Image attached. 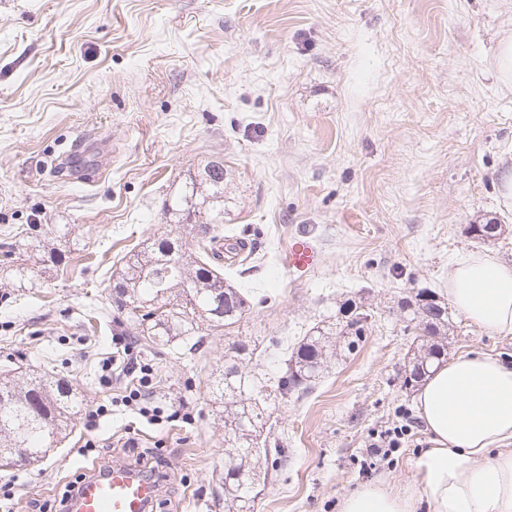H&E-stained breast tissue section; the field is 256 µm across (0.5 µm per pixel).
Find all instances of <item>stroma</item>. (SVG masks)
<instances>
[{
	"label": "stroma",
	"instance_id": "1",
	"mask_svg": "<svg viewBox=\"0 0 512 512\" xmlns=\"http://www.w3.org/2000/svg\"><path fill=\"white\" fill-rule=\"evenodd\" d=\"M506 38L512 0H0V372L53 368L107 409L92 427L75 415L40 461L0 466L14 493L0 507L58 512L69 484L118 460L161 481L155 512H224L210 387L225 357L252 344L242 370L277 376L349 299L367 336L308 396L270 400L283 460L256 462L253 512H336L369 480L405 485L421 424L361 467L371 436L414 410L403 377L419 340L397 302L447 297L459 259L512 262ZM76 146L80 169L55 171ZM211 160L229 168L224 232L254 248L237 278L251 309L194 353L152 349L113 307L112 274L131 248L182 234L162 202ZM491 221L493 240L468 231ZM302 234L318 251L306 272L286 263ZM449 314V356L512 359V334ZM123 337L137 367L112 360Z\"/></svg>",
	"mask_w": 512,
	"mask_h": 512
}]
</instances>
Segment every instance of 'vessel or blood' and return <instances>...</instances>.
I'll use <instances>...</instances> for the list:
<instances>
[{"mask_svg":"<svg viewBox=\"0 0 512 512\" xmlns=\"http://www.w3.org/2000/svg\"><path fill=\"white\" fill-rule=\"evenodd\" d=\"M316 262V250L306 238L296 239L289 246L290 268L304 271ZM159 494V483L145 477L140 467L114 463L81 480L66 501L64 512H153Z\"/></svg>","mask_w":512,"mask_h":512,"instance_id":"b4317fda","label":"vessel or blood"}]
</instances>
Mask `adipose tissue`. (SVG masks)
I'll return each instance as SVG.
<instances>
[{
    "mask_svg": "<svg viewBox=\"0 0 512 512\" xmlns=\"http://www.w3.org/2000/svg\"><path fill=\"white\" fill-rule=\"evenodd\" d=\"M448 299L475 325L512 334V265L498 256L451 263ZM415 405L428 446L409 485H360L338 512H512V362L468 352L437 364Z\"/></svg>",
    "mask_w": 512,
    "mask_h": 512,
    "instance_id": "ef3b65f1",
    "label": "adipose tissue"
}]
</instances>
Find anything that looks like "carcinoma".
Listing matches in <instances>:
<instances>
[{
	"mask_svg": "<svg viewBox=\"0 0 512 512\" xmlns=\"http://www.w3.org/2000/svg\"><path fill=\"white\" fill-rule=\"evenodd\" d=\"M171 222L192 232V241L181 237L157 239L128 256L112 281L113 303L126 314L139 335L155 345L199 336L202 328L222 327L239 321L251 301L242 289L227 282V268L246 260V242L230 236L224 246V162L214 160L191 173L175 195L165 200ZM406 322L419 331L424 344L405 370L404 386H413L430 373L448 345V306L433 292L421 290L415 300L402 304ZM368 314L356 310L336 322L335 332L321 327L303 337L286 359V370L273 384L239 368L224 366V376L213 386L214 401L231 400L233 410L224 417V506L227 512H251L255 499V473L250 459L269 449L259 448L263 428L260 404L270 394H302L320 377L330 354L329 336L344 337V349L353 352L367 335ZM83 406L80 391L45 371L18 381L0 379V457L16 448L40 455L51 439L68 427Z\"/></svg>",
	"mask_w": 512,
	"mask_h": 512,
	"instance_id": "obj_1",
	"label": "carcinoma"
}]
</instances>
